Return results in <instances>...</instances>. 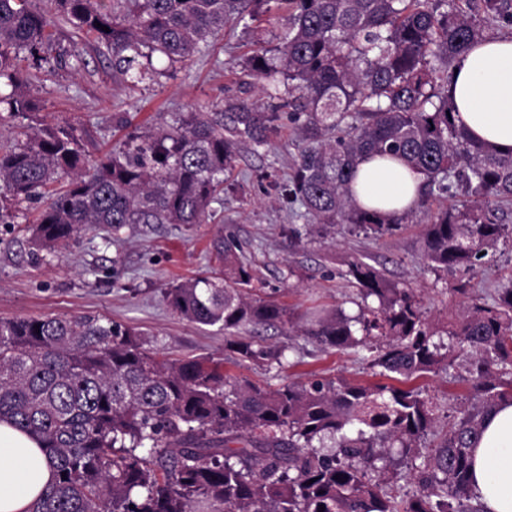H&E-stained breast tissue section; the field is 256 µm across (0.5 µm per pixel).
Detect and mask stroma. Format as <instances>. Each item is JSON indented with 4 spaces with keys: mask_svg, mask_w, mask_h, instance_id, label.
<instances>
[{
    "mask_svg": "<svg viewBox=\"0 0 512 512\" xmlns=\"http://www.w3.org/2000/svg\"><path fill=\"white\" fill-rule=\"evenodd\" d=\"M286 26L282 17L264 22L255 33L227 26L189 64L171 71L165 61H156L159 76L131 85L113 68L111 49L56 21L53 51L62 62L37 70L26 88L38 111L0 118V128L67 122L82 133L92 156L127 151L132 139L147 140L186 113L217 112L227 100L257 98V91L244 85L239 63L254 36L272 41ZM302 146L291 124L271 135L268 145L241 141L230 187L215 204L211 223L129 224L116 233L101 225L38 261L30 256L28 226L42 201L19 204L0 195V205L10 213L8 222L0 223V319L108 318L139 331L145 348L158 357L211 359L222 363L227 378L265 388L311 377L378 382L361 353L325 350L305 334L337 306L355 313L357 290L344 277L347 262L364 258L398 287L412 289L434 321L456 312L461 298L451 290L453 275L435 273L423 259L421 225L409 223L377 237L345 224H314L282 208L275 186L287 179ZM220 233L235 239L252 261L254 296L277 301L292 313L291 323L240 331L281 349L282 364L242 359L226 348L222 329L184 319L165 298L176 282L210 270V244ZM488 259L473 282L490 297L512 280V240L500 242ZM462 374L454 366L418 379L435 406L436 426L425 446L435 445L456 412L474 403Z\"/></svg>",
    "mask_w": 512,
    "mask_h": 512,
    "instance_id": "obj_1",
    "label": "stroma"
}]
</instances>
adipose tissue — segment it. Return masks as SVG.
<instances>
[{
	"mask_svg": "<svg viewBox=\"0 0 512 512\" xmlns=\"http://www.w3.org/2000/svg\"><path fill=\"white\" fill-rule=\"evenodd\" d=\"M448 80L456 117L474 138L512 151V38L490 36L461 55ZM422 180L397 161L362 162L349 196L370 211L401 212L419 197ZM473 490L487 512H512V404L488 413L472 450ZM38 441L0 421V512H27L51 481Z\"/></svg>",
	"mask_w": 512,
	"mask_h": 512,
	"instance_id": "1",
	"label": "adipose tissue"
}]
</instances>
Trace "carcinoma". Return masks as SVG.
<instances>
[{"mask_svg": "<svg viewBox=\"0 0 512 512\" xmlns=\"http://www.w3.org/2000/svg\"><path fill=\"white\" fill-rule=\"evenodd\" d=\"M54 0L78 32L112 49L126 81L152 76V56L172 65L201 53L228 24L271 11L288 26L274 47L257 38L242 68L267 92L260 107L230 100L191 112L133 150L90 159L69 124L14 131L0 153V183L15 200L47 197L30 228L36 252L67 247L106 224H203L224 193L238 142L257 145L282 127L307 146L280 196L314 224L390 234L423 214V258L432 270L468 272L512 239L495 211L512 205V153L475 142L454 118L448 69L485 39V24L512 28V0ZM51 17L35 0H0V94L14 114L33 112L24 92L48 63ZM106 26L109 31L101 30ZM400 160L423 176L415 207L383 216L354 207L350 184L371 157ZM460 190L471 200L431 208ZM224 266L165 292L191 322L224 329L226 346L250 361L281 363L246 325L290 321L286 308L250 296V265L220 235ZM344 276L360 295L306 330L326 350L362 348L370 367L397 384L310 379L266 390L230 382L203 358L160 359L139 333L110 319L0 320V420L35 437L55 479L29 512H482L471 490V453L487 412L512 402V283L493 302L458 279L462 311L439 327L408 288L360 258ZM448 340H443V337ZM465 366L479 403L459 411L439 443L420 451L433 407L413 381ZM406 463L418 494L399 503L388 461Z\"/></svg>", "mask_w": 512, "mask_h": 512, "instance_id": "1", "label": "carcinoma"}]
</instances>
